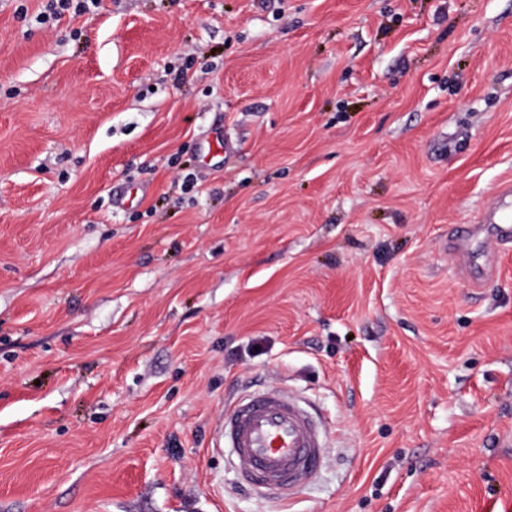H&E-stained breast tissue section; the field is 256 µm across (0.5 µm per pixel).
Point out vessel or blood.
Wrapping results in <instances>:
<instances>
[{"label":"vessel or blood","mask_w":512,"mask_h":512,"mask_svg":"<svg viewBox=\"0 0 512 512\" xmlns=\"http://www.w3.org/2000/svg\"><path fill=\"white\" fill-rule=\"evenodd\" d=\"M491 225H467L451 248L478 241L481 256L512 241V185H503L484 212ZM224 442L232 449L242 480L253 487L290 498L301 479L314 474L326 457L321 425L299 401L280 390L240 398L224 412Z\"/></svg>","instance_id":"1"}]
</instances>
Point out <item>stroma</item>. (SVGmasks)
Listing matches in <instances>:
<instances>
[{
	"mask_svg": "<svg viewBox=\"0 0 512 512\" xmlns=\"http://www.w3.org/2000/svg\"><path fill=\"white\" fill-rule=\"evenodd\" d=\"M0 0V512H512V0ZM135 194L112 203L114 189ZM329 436L289 503L224 410ZM485 218H493L487 222L478 224H469L464 231L463 238L449 241L451 248H459L467 245V242L478 238L480 244L479 255L484 258L482 274L487 275L486 257L490 253H495L496 248L503 242L512 241V185L511 183L503 185L493 198V201L484 212ZM481 224H492L488 228Z\"/></svg>",
	"mask_w": 512,
	"mask_h": 512,
	"instance_id": "stroma-1",
	"label": "stroma"
}]
</instances>
